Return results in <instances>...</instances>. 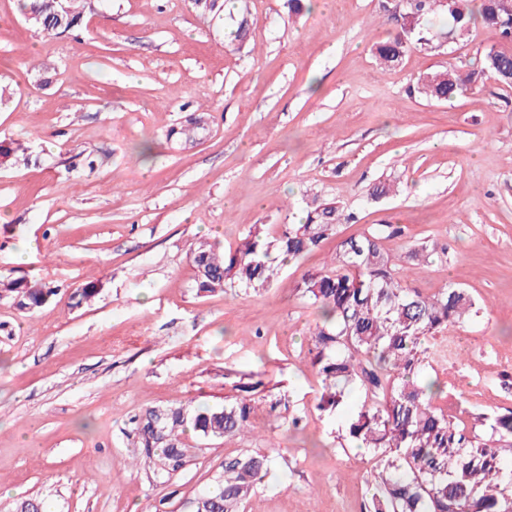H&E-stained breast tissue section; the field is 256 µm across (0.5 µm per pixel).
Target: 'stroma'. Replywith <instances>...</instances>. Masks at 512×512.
<instances>
[{
	"instance_id": "1",
	"label": "stroma",
	"mask_w": 512,
	"mask_h": 512,
	"mask_svg": "<svg viewBox=\"0 0 512 512\" xmlns=\"http://www.w3.org/2000/svg\"><path fill=\"white\" fill-rule=\"evenodd\" d=\"M72 35L27 27L0 0V275L57 293L28 313L0 300V512L41 500L46 512H194L225 456L259 450L273 479L242 512H362L373 455L349 445L343 415L318 407L308 356L316 309L302 273L336 247L281 269L271 287L199 295L191 248H235L254 224L302 221L312 199L356 212L338 237L373 224L394 259L447 247L417 269L423 295L448 284L481 305L436 333L425 366L449 418L512 409V89L483 76L446 101L420 75L472 69L500 41L417 47L379 71L374 42L400 23L381 0H250L215 20L191 0H92ZM245 40H231L238 25ZM193 114L199 143L170 140ZM152 147L138 158L140 143ZM398 189L374 200L385 180ZM100 293L72 307L76 288ZM261 380L254 427L202 440L169 482L139 461L130 422L161 405L221 406ZM300 417L301 436L270 408Z\"/></svg>"
}]
</instances>
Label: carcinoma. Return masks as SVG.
<instances>
[{"mask_svg":"<svg viewBox=\"0 0 512 512\" xmlns=\"http://www.w3.org/2000/svg\"><path fill=\"white\" fill-rule=\"evenodd\" d=\"M73 2L21 0L19 7L30 28L60 35L81 25L83 12ZM193 4L204 16L224 15V0ZM403 10L401 33L374 45L383 71L400 65L413 47L428 45L430 32L421 26L428 16L446 18L456 41L470 36L478 20L512 42V17L502 13L499 0H406ZM487 73L512 88V50L490 49L480 68L465 74L451 67L429 73L419 78V93L448 100L472 90ZM355 222L356 215L340 211L336 203L315 199L305 222L288 224L276 236L255 224L228 252L200 240L191 251L197 291L267 288L275 275L272 254L298 260L336 236L339 224ZM399 233L395 224H375L342 239L323 268L304 272L295 285L296 294L320 312L308 349L322 382L319 407L335 411L351 390L362 392L345 433L380 461L369 481L366 512H512V410L480 414L479 429L456 423L436 405L440 387L423 373L428 336L465 322L478 313L476 304L453 284L433 296L407 287V272L431 263L435 250L411 247L399 264L381 246ZM98 293L89 282L70 299L81 307ZM52 295L53 289L36 281L0 276V299L21 310L32 312ZM254 412L255 400L247 396L221 407L147 408L133 423L155 478L166 483L189 457L182 438L186 430L201 439L241 436L252 429ZM269 474L265 454L224 458L222 473L197 499L196 512H239Z\"/></svg>","mask_w":512,"mask_h":512,"instance_id":"cac0c4a2","label":"carcinoma"}]
</instances>
